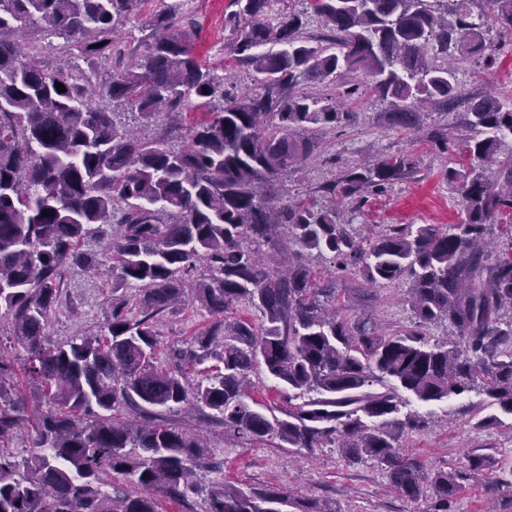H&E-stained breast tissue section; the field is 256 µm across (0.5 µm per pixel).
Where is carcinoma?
I'll return each mask as SVG.
<instances>
[{"instance_id": "obj_1", "label": "carcinoma", "mask_w": 512, "mask_h": 512, "mask_svg": "<svg viewBox=\"0 0 512 512\" xmlns=\"http://www.w3.org/2000/svg\"><path fill=\"white\" fill-rule=\"evenodd\" d=\"M140 2L0 0V323L26 352L19 368L0 352V512H167L166 502L199 499L202 512H339L334 501L224 482L207 441L162 416L186 405L246 443L334 446L350 465L372 461L402 496H435L434 512H448L465 477L491 474L511 492L512 451L422 472L401 441L423 419L400 417V393L429 403L479 385L512 414V225L495 257L484 249L512 213V166L498 162L512 103L470 102L476 165L445 174L460 181L463 217L444 230L391 225L364 242L336 210L280 200L327 130L358 119L336 102V79L365 76L388 122L416 131L422 104L463 100L454 66L429 54L482 57L492 25L512 30V0H309L330 32L320 41L303 12L230 0L225 48L261 75L240 94L195 53L185 0L141 28L125 61L114 44ZM51 38L53 68L43 60ZM102 62L119 74L95 82ZM308 83L325 91L301 90ZM197 108L206 112L183 127ZM121 110L145 130L119 123ZM416 169L403 152L352 165L322 190L381 194ZM265 246L288 252V266L266 263ZM312 253L372 285L410 280L413 326L386 335L339 317L328 308L336 289L319 287L304 259ZM71 266L110 275V316L99 334L50 344ZM189 303L215 321L168 369L156 324ZM240 308L257 321L229 317ZM438 322L453 341L430 343L423 329ZM260 366L308 399L282 418L253 407ZM384 379L386 391H364ZM22 429L30 452L19 460L7 448Z\"/></svg>"}]
</instances>
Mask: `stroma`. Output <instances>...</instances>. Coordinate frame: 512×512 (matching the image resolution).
Returning a JSON list of instances; mask_svg holds the SVG:
<instances>
[{
    "instance_id": "stroma-1",
    "label": "stroma",
    "mask_w": 512,
    "mask_h": 512,
    "mask_svg": "<svg viewBox=\"0 0 512 512\" xmlns=\"http://www.w3.org/2000/svg\"><path fill=\"white\" fill-rule=\"evenodd\" d=\"M229 3L230 0H187V9L196 22L191 40L195 52L217 74L234 80L238 88L245 90L254 87L258 75L238 65L226 49L232 39L230 29L224 26ZM490 37L488 59L474 58L458 67L456 77L466 100L488 94L512 97V31L496 27ZM344 108L359 113V121L324 134L320 154L289 174L288 184L293 193L330 206L332 199L322 186L339 177L345 167L409 151L420 160L416 172L394 183L384 194L366 195L354 214L351 232L364 238L394 224H433L444 228L460 220L459 185L447 181L445 173L469 164L458 151L459 145L472 134L465 103L451 109L443 104L431 105L422 128L415 132H403L388 124L386 106L368 84H361L353 97L345 99ZM438 129L447 130L453 141L448 151H440L430 140L431 132ZM311 262L320 281H332L340 316L369 320L390 335L411 326L407 283L372 286L358 275L337 272L328 258L315 256ZM63 290L67 305L48 329L51 341L65 340L80 329L99 332L110 312L111 280L102 276L92 279L72 267L66 271ZM212 321V316L198 307H182L175 316L159 324V351L165 355L170 350L188 347L192 336ZM480 407L494 422L476 431L470 425V414ZM401 412L417 414L425 420L422 430L402 441L404 450L423 472L464 469L471 452L494 456L512 450V415L489 406L482 389L430 404L408 396ZM169 419L202 431L217 458L223 460L224 479L228 482L286 488L304 498L332 500L339 512H428L431 505L427 498L406 500L376 464H347L334 448L308 453L277 448L267 441L245 445L188 409L170 414ZM454 508L456 512H512V492L496 489L489 477L478 482L466 480Z\"/></svg>"
}]
</instances>
